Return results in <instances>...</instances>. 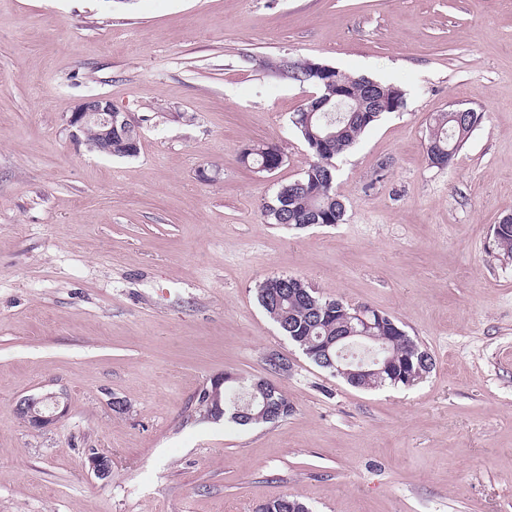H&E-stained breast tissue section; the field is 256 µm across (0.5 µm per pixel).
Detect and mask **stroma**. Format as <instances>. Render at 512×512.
I'll return each mask as SVG.
<instances>
[{
	"label": "stroma",
	"mask_w": 512,
	"mask_h": 512,
	"mask_svg": "<svg viewBox=\"0 0 512 512\" xmlns=\"http://www.w3.org/2000/svg\"><path fill=\"white\" fill-rule=\"evenodd\" d=\"M284 56L406 92L337 156L334 226L264 214L310 160L290 117L314 89L277 77ZM97 95L138 126L137 157L71 138ZM469 107L481 121L433 167L432 117ZM257 144L283 164L241 163ZM510 213L512 0H0V512H257L287 493L310 512H512V259L492 233ZM278 275L391 316L433 370L349 386L259 304ZM225 372L273 377L293 413L197 421ZM52 391L66 416L25 426L17 401Z\"/></svg>",
	"instance_id": "obj_1"
}]
</instances>
